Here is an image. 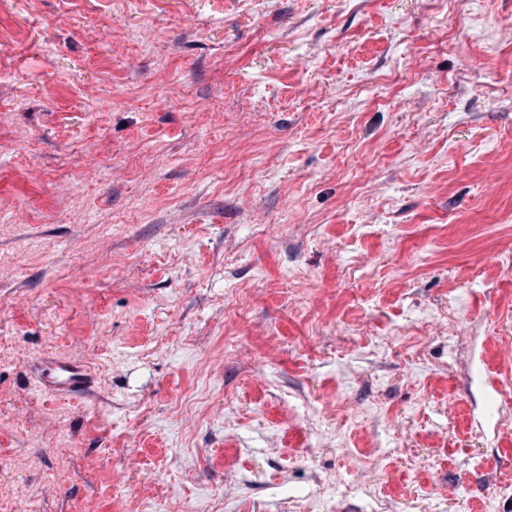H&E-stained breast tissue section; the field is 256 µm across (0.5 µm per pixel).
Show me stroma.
I'll list each match as a JSON object with an SVG mask.
<instances>
[{"mask_svg":"<svg viewBox=\"0 0 512 512\" xmlns=\"http://www.w3.org/2000/svg\"><path fill=\"white\" fill-rule=\"evenodd\" d=\"M0 512H512V0H0ZM44 382L55 393L78 395L89 389L92 375L90 370L79 362L58 360L47 369Z\"/></svg>","mask_w":512,"mask_h":512,"instance_id":"obj_1","label":"stroma"}]
</instances>
